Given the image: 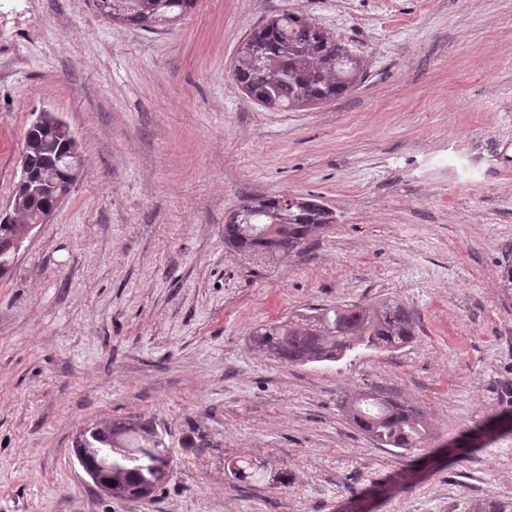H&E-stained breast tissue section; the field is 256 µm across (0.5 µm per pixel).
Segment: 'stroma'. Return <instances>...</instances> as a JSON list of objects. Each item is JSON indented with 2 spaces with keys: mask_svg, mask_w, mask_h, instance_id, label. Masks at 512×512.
I'll list each match as a JSON object with an SVG mask.
<instances>
[{
  "mask_svg": "<svg viewBox=\"0 0 512 512\" xmlns=\"http://www.w3.org/2000/svg\"><path fill=\"white\" fill-rule=\"evenodd\" d=\"M305 15L363 65L342 97L272 112L233 79L241 42ZM49 112L81 168L0 278V512H473L512 502V434H480L512 379V0H198L148 32L93 0H0V218L24 135ZM475 144V179L457 146ZM336 221L263 264L224 221L263 194ZM392 299L391 351L290 365L255 327ZM422 407L420 448L377 445L345 397ZM153 421L170 457L148 499L102 495L80 429ZM250 460L240 482L229 463ZM287 472L288 485L276 484Z\"/></svg>",
  "mask_w": 512,
  "mask_h": 512,
  "instance_id": "stroma-1",
  "label": "stroma"
}]
</instances>
